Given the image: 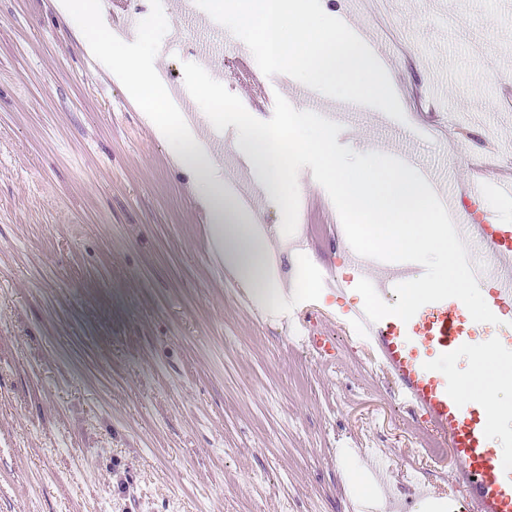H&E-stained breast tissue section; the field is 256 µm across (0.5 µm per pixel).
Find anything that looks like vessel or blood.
<instances>
[{
    "label": "vessel or blood",
    "instance_id": "b4317fda",
    "mask_svg": "<svg viewBox=\"0 0 512 512\" xmlns=\"http://www.w3.org/2000/svg\"><path fill=\"white\" fill-rule=\"evenodd\" d=\"M463 241L479 240L489 256L482 276L492 286L486 300L494 314L512 312V225L461 224ZM359 277L368 279L382 300H390L396 284L410 277L412 267L388 268L385 262L352 255ZM342 328L351 330L363 360L381 380L391 383L395 396L414 421L448 447L455 462L453 493L465 498V512H512V475L498 464L489 438V419L478 398L461 397L436 358H448L476 346L474 323L457 299L424 305L410 321L393 316L371 322L363 303L343 312ZM296 317L306 348L331 353L336 344L318 329L331 316L316 305L299 304Z\"/></svg>",
    "mask_w": 512,
    "mask_h": 512
}]
</instances>
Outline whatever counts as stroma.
Listing matches in <instances>:
<instances>
[{"instance_id": "35a3bbf8", "label": "stroma", "mask_w": 512, "mask_h": 512, "mask_svg": "<svg viewBox=\"0 0 512 512\" xmlns=\"http://www.w3.org/2000/svg\"><path fill=\"white\" fill-rule=\"evenodd\" d=\"M144 63L183 85L203 64L270 119L302 83L235 70L247 45L195 0H172ZM356 10L388 50L405 122L364 106L338 136L412 153L458 201L472 172L512 180V0H321ZM55 0H0V512H455L432 439L331 322L334 357L237 299L207 252L203 211L169 145ZM301 248L279 280L343 311L357 280L338 212L298 175Z\"/></svg>"}]
</instances>
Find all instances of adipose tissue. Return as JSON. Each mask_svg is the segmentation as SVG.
I'll list each match as a JSON object with an SVG mask.
<instances>
[{"instance_id": "obj_1", "label": "adipose tissue", "mask_w": 512, "mask_h": 512, "mask_svg": "<svg viewBox=\"0 0 512 512\" xmlns=\"http://www.w3.org/2000/svg\"><path fill=\"white\" fill-rule=\"evenodd\" d=\"M60 12L85 44L121 76L128 97L144 112L155 134L169 143L178 165L191 175L194 199L208 221L206 245L214 263L223 266L240 287L255 289L261 309L281 308L285 295L271 272L269 237L248 208L225 197L220 162L173 119L171 98L158 71L144 66L126 42L113 36L104 23L101 0H60ZM468 359L473 370L455 376V388L464 396L483 397L494 421L493 434L512 429V365L481 348L470 352Z\"/></svg>"}]
</instances>
